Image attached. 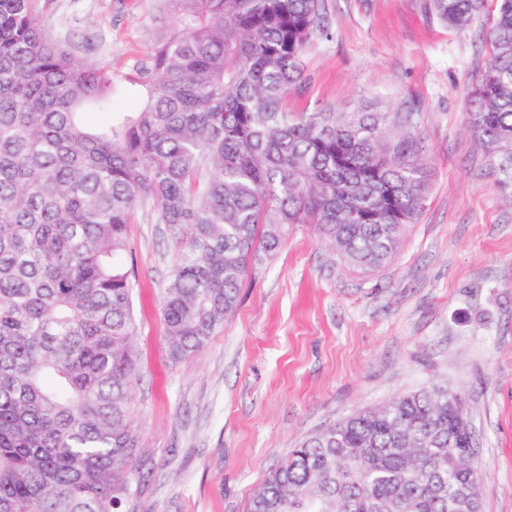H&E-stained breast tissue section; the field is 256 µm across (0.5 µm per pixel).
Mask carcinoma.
<instances>
[{
    "label": "carcinoma",
    "instance_id": "obj_1",
    "mask_svg": "<svg viewBox=\"0 0 512 512\" xmlns=\"http://www.w3.org/2000/svg\"><path fill=\"white\" fill-rule=\"evenodd\" d=\"M136 69L141 100L53 40L35 0H0V512H128L142 452L128 226L149 210L178 248L160 289L170 359L202 350L290 224L352 271L396 255L424 164L382 112L288 111L324 0H182ZM488 0H429L464 27ZM467 129L512 187V0ZM442 386L356 411L288 450L248 512H477L464 507Z\"/></svg>",
    "mask_w": 512,
    "mask_h": 512
}]
</instances>
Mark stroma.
Listing matches in <instances>:
<instances>
[{
	"label": "stroma",
	"mask_w": 512,
	"mask_h": 512,
	"mask_svg": "<svg viewBox=\"0 0 512 512\" xmlns=\"http://www.w3.org/2000/svg\"><path fill=\"white\" fill-rule=\"evenodd\" d=\"M329 37L304 56L297 110L383 112L414 140L426 200L394 259L343 268L310 224L244 280L223 330L168 358L161 283L175 259L162 225L129 227L139 376L131 422L149 455L133 512H247L288 449L355 410L426 387L463 395L478 439L482 512H512V198L466 130L488 63L482 16L441 24L426 0H326ZM52 39L108 66L124 90L168 0H37Z\"/></svg>",
	"instance_id": "35a3bbf8"
}]
</instances>
